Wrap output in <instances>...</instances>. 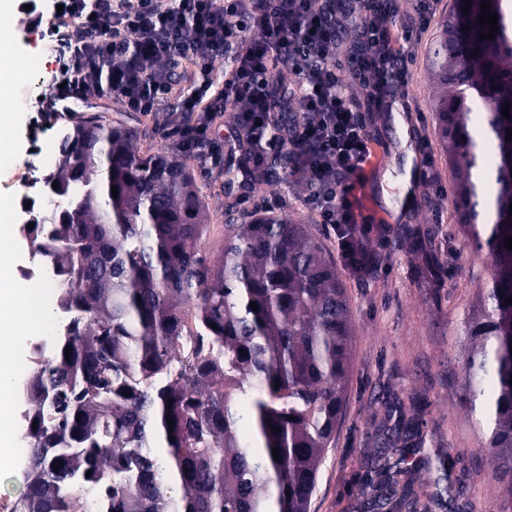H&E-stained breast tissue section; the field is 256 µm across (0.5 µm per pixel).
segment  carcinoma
Returning <instances> with one entry per match:
<instances>
[{
	"instance_id": "cac0c4a2",
	"label": "carcinoma",
	"mask_w": 512,
	"mask_h": 512,
	"mask_svg": "<svg viewBox=\"0 0 512 512\" xmlns=\"http://www.w3.org/2000/svg\"><path fill=\"white\" fill-rule=\"evenodd\" d=\"M483 1L498 31L481 41ZM426 72L457 224L491 266L461 326L466 402L499 495L512 498V109L502 115L512 105V3L453 0ZM136 138L99 115L60 128L41 179L43 198L60 205L20 229L59 288L52 312L63 325L51 346L31 345L21 384L30 452L12 512H76L89 488L100 512H310L353 361L336 264L312 225L231 204L212 260L210 212L188 160L174 146L142 154ZM300 163L285 145L273 170ZM414 245L437 264L435 238L417 235ZM244 423L255 441L240 439ZM418 433L415 407L377 433L371 461L387 481L369 512H417L404 441ZM452 465V450L436 454L447 493Z\"/></svg>"
}]
</instances>
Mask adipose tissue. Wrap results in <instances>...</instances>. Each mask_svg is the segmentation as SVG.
I'll list each match as a JSON object with an SVG mask.
<instances>
[{
	"label": "adipose tissue",
	"mask_w": 512,
	"mask_h": 512,
	"mask_svg": "<svg viewBox=\"0 0 512 512\" xmlns=\"http://www.w3.org/2000/svg\"><path fill=\"white\" fill-rule=\"evenodd\" d=\"M6 27H0V141L12 138L17 103L16 83L24 75L19 55L6 48ZM9 201L0 199V468L9 469L16 452L13 382L21 365L24 339L45 330L48 305L38 288L19 287L14 227L7 219Z\"/></svg>",
	"instance_id": "1"
}]
</instances>
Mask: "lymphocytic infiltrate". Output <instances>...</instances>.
Instances as JSON below:
<instances>
[{
    "mask_svg": "<svg viewBox=\"0 0 512 512\" xmlns=\"http://www.w3.org/2000/svg\"><path fill=\"white\" fill-rule=\"evenodd\" d=\"M47 36L77 19L88 35L68 58L66 85L81 93L110 87L132 112H147L172 90L170 66L191 61L198 82L183 100L193 118L178 132L181 149L202 159L222 150L210 136L212 119L232 109L239 145L256 170L267 168L283 143L294 144L302 177L311 191L305 206L332 225L350 267H358L352 240L357 230L352 175L369 155L365 112H378L409 78L406 58L395 47L389 23L401 0H360L358 21L337 11L334 0H51ZM354 27L348 46L349 75L334 60L341 32ZM228 58L224 87L214 90L212 65ZM287 67L293 82L274 91L273 69ZM352 80L363 91L366 110L344 88ZM297 111L302 120L287 141L268 135L278 113Z\"/></svg>",
    "mask_w": 512,
    "mask_h": 512,
    "instance_id": "1",
    "label": "lymphocytic infiltrate"
}]
</instances>
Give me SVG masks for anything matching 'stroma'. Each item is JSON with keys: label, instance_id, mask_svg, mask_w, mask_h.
<instances>
[{"label": "stroma", "instance_id": "1", "mask_svg": "<svg viewBox=\"0 0 512 512\" xmlns=\"http://www.w3.org/2000/svg\"><path fill=\"white\" fill-rule=\"evenodd\" d=\"M6 24L11 32V50L25 57L32 74L15 88L20 109L14 156L0 161V198L15 203L33 182L35 163L43 159L39 145L54 137L48 127L53 114L45 110L43 102L57 96L62 63L42 38L44 23L16 13ZM434 34V28H427L408 46L411 79L402 93L405 112L399 116L383 112L372 121V157L364 164L355 191V214L358 223L371 228L365 241L378 264L365 273L351 270L344 259L336 261L355 327L353 365L347 382L345 419L335 447L329 449L322 463L310 512H362L360 490L371 476L368 449L377 429L387 409L413 405L423 421L425 447L455 451L452 480L461 495L451 503L439 501L430 512H512V506L498 495L491 460L482 449V436L464 398L466 351L459 336L460 322L476 308L490 278V263L451 220V171L435 144L425 77L426 49ZM196 79L191 64L179 66L171 95L149 112L128 111L113 93L84 105L83 110L137 128L136 147L145 153L177 144L174 130L188 119L182 109L183 95ZM211 133L223 147L221 161L190 160L209 204L213 224L206 243L209 253L218 249L224 206L229 202L245 213L263 208L315 225L325 246L337 251L333 227L319 223L302 203L306 194L303 182L242 172L234 183H225V167L241 158L235 148L238 133L230 113H223ZM407 136L432 158L427 177L419 183L417 200L408 205L402 193L409 177L403 144ZM403 222L435 232L439 248L435 269H428L411 243H394L388 230Z\"/></svg>", "mask_w": 512, "mask_h": 512}]
</instances>
